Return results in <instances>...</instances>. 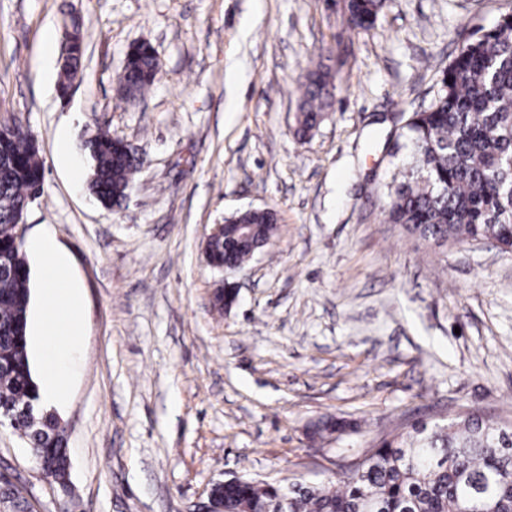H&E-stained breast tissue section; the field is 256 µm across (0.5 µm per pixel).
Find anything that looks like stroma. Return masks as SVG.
Instances as JSON below:
<instances>
[{
  "instance_id": "stroma-1",
  "label": "stroma",
  "mask_w": 512,
  "mask_h": 512,
  "mask_svg": "<svg viewBox=\"0 0 512 512\" xmlns=\"http://www.w3.org/2000/svg\"><path fill=\"white\" fill-rule=\"evenodd\" d=\"M512 0H385L353 30L344 0H0V121L34 134L43 191L24 238L51 230L83 302L64 400L70 488L0 426V470L37 512H193L235 476L325 482L380 439L466 413L512 422V252L438 247L386 215L406 163L392 146L475 27ZM78 18L87 48L68 97L48 40ZM149 42L160 72L137 104L117 79ZM329 67L332 106L296 136L298 79ZM83 170L98 131L142 160L105 208ZM276 212L242 270L207 262L214 225ZM239 283L231 308L213 305ZM333 417L343 435L314 437Z\"/></svg>"
}]
</instances>
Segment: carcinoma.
Listing matches in <instances>:
<instances>
[{
    "mask_svg": "<svg viewBox=\"0 0 512 512\" xmlns=\"http://www.w3.org/2000/svg\"><path fill=\"white\" fill-rule=\"evenodd\" d=\"M384 0H345L350 26L372 28ZM157 77L151 45L127 53L118 77L129 100ZM301 136L317 124L333 97V76L308 71ZM395 151H409L401 181L385 185L392 224L438 247L494 240L512 247V13L480 26L443 71L431 103L412 114ZM91 189L108 207L121 206L140 162L123 142L101 131L88 141ZM44 163L29 138H0V417L41 453L42 471L64 486L65 429L46 409L28 356L30 271L17 237L16 215L41 191ZM224 236L209 243L213 268L239 267L274 236L275 212H238L224 219ZM221 512H512V423L471 413L448 423L418 422L381 440L336 484L286 485L249 480L217 493Z\"/></svg>",
    "mask_w": 512,
    "mask_h": 512,
    "instance_id": "1",
    "label": "carcinoma"
}]
</instances>
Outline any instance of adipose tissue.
Here are the masks:
<instances>
[{
	"label": "adipose tissue",
	"mask_w": 512,
	"mask_h": 512,
	"mask_svg": "<svg viewBox=\"0 0 512 512\" xmlns=\"http://www.w3.org/2000/svg\"><path fill=\"white\" fill-rule=\"evenodd\" d=\"M26 249L42 261L45 309L37 336L48 369L40 394L44 399L58 401L67 380V356L81 333L79 304L72 292L66 261L57 250L53 236L36 235L27 241Z\"/></svg>",
	"instance_id": "obj_1"
}]
</instances>
